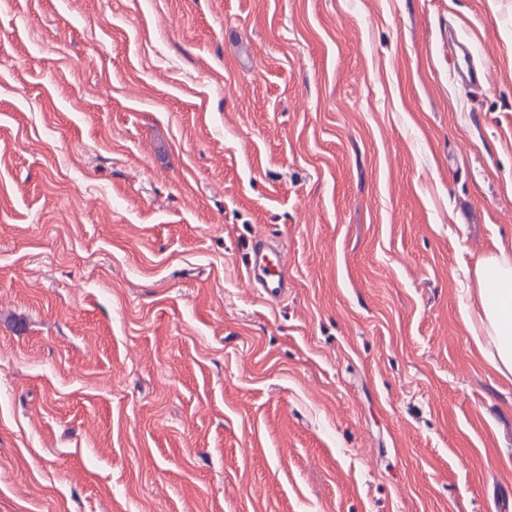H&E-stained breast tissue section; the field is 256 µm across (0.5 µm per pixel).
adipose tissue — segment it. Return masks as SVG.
<instances>
[{"label": "adipose tissue", "mask_w": 512, "mask_h": 512, "mask_svg": "<svg viewBox=\"0 0 512 512\" xmlns=\"http://www.w3.org/2000/svg\"><path fill=\"white\" fill-rule=\"evenodd\" d=\"M479 309L471 322L474 340L487 362L512 376V242L475 266Z\"/></svg>", "instance_id": "ef3b65f1"}]
</instances>
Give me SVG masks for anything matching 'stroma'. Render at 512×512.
Wrapping results in <instances>:
<instances>
[{
	"mask_svg": "<svg viewBox=\"0 0 512 512\" xmlns=\"http://www.w3.org/2000/svg\"><path fill=\"white\" fill-rule=\"evenodd\" d=\"M511 237L512 0H0V512H497ZM280 253L274 241L259 239L254 243L245 266L248 277L259 282L260 294L267 300L278 299L288 288ZM476 262L479 310L470 318L473 337L487 362L512 376V240Z\"/></svg>",
	"mask_w": 512,
	"mask_h": 512,
	"instance_id": "stroma-1",
	"label": "stroma"
}]
</instances>
